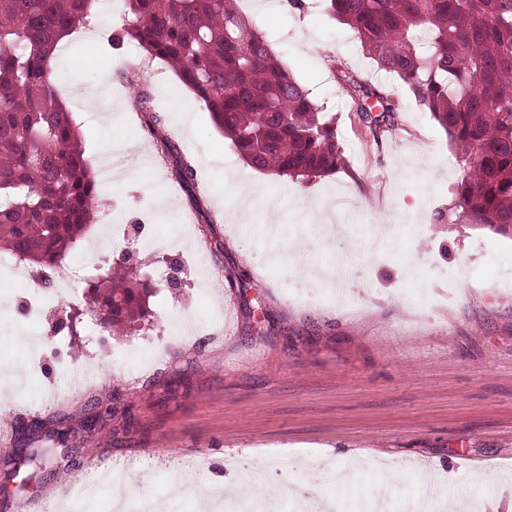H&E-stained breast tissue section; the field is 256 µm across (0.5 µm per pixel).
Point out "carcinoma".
<instances>
[{
  "label": "carcinoma",
  "mask_w": 512,
  "mask_h": 512,
  "mask_svg": "<svg viewBox=\"0 0 512 512\" xmlns=\"http://www.w3.org/2000/svg\"><path fill=\"white\" fill-rule=\"evenodd\" d=\"M97 0H0V250L59 268L92 221L97 194L74 113L50 81L58 44L86 25ZM238 0H124L112 40L171 64L213 124L252 168L290 177L344 163L333 120L279 61ZM379 71L407 87L445 131L463 175L438 223L512 233V0H324ZM342 81L374 140L395 107L374 85ZM135 104L160 125L141 79ZM103 328L126 335L151 316L150 284L112 270L88 281ZM40 465L41 448L15 449Z\"/></svg>",
  "instance_id": "obj_1"
}]
</instances>
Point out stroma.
I'll list each match as a JSON object with an SVG mask.
<instances>
[{
	"mask_svg": "<svg viewBox=\"0 0 512 512\" xmlns=\"http://www.w3.org/2000/svg\"><path fill=\"white\" fill-rule=\"evenodd\" d=\"M124 9L95 10L52 62L77 84L71 110L89 161L111 141L125 167L111 197L45 291L68 290L36 324L21 263L0 304V512H130L167 499L201 512L216 478L259 476L286 512L303 485L341 512H414L427 475L439 496L472 508L512 480V236L440 224L463 171L445 132L396 79L378 72L356 33L324 8L282 0L255 14L280 59L335 120L345 160L317 178L248 166L171 65L135 44L109 46ZM378 85L398 120L373 140L339 69ZM109 87H102L103 74ZM140 74L164 118L134 112ZM177 156H163L161 139ZM197 188L176 179V158ZM252 197L242 199L243 188ZM130 254L156 286L149 328L103 332L86 281ZM119 411L100 420L98 405ZM30 447L63 432L76 463L54 457L12 472L5 460L31 422ZM354 469L346 491L323 480ZM397 470L386 480V470ZM79 494H71V487Z\"/></svg>",
	"mask_w": 512,
	"mask_h": 512,
	"instance_id": "stroma-1",
	"label": "stroma"
}]
</instances>
